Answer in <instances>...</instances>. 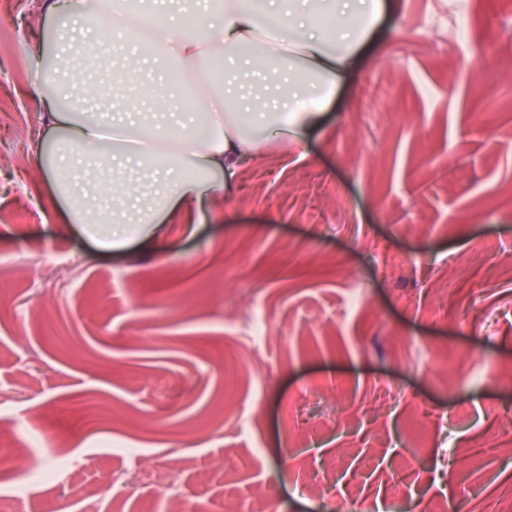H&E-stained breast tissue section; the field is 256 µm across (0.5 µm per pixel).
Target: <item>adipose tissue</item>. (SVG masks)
<instances>
[{"label": "adipose tissue", "instance_id": "1", "mask_svg": "<svg viewBox=\"0 0 512 512\" xmlns=\"http://www.w3.org/2000/svg\"><path fill=\"white\" fill-rule=\"evenodd\" d=\"M153 2L129 0L117 11L113 0H66L62 5L48 0L46 8L85 23L102 13L145 20L153 15ZM390 8L389 0H226L223 10L195 15L193 26L179 21L165 25L155 48L188 71L208 70L221 57L265 70L285 83L273 111L254 113L248 121L229 109V93L202 84L199 92L208 115L204 131L194 112L178 120L175 130L159 128L143 137L139 122L108 123L65 108V100L76 93L60 86L58 76L72 62L58 56L53 67L36 71L38 87L55 89L44 97L52 127L36 147L38 171L67 222L80 225L102 248L113 247L124 223L149 225L152 238L167 218L194 224L204 189L220 193L231 188L241 164L260 151L264 130L277 128L302 138L312 107L329 101ZM326 14L333 21L329 29L321 25ZM84 159L112 171L135 164L147 185L121 190L112 181L84 185Z\"/></svg>", "mask_w": 512, "mask_h": 512}]
</instances>
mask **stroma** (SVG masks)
Returning a JSON list of instances; mask_svg holds the SVG:
<instances>
[{"label": "stroma", "instance_id": "obj_1", "mask_svg": "<svg viewBox=\"0 0 512 512\" xmlns=\"http://www.w3.org/2000/svg\"><path fill=\"white\" fill-rule=\"evenodd\" d=\"M301 142L271 138L193 229L101 248L31 141L41 45L0 0V512H87L99 484L179 482L200 512H490L512 494V0H392ZM165 67L85 107L138 109ZM264 322L268 332L253 335ZM411 471L405 488L391 475Z\"/></svg>", "mask_w": 512, "mask_h": 512}]
</instances>
